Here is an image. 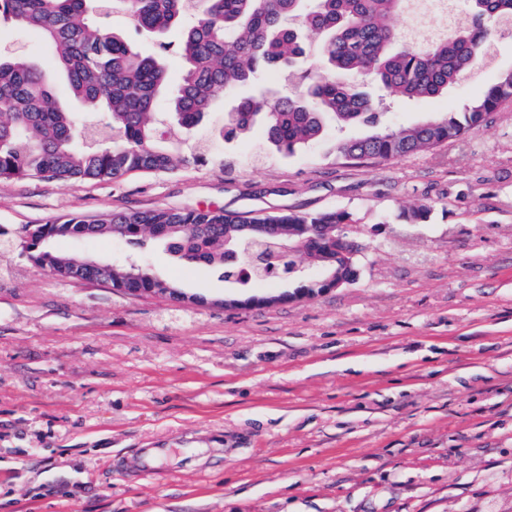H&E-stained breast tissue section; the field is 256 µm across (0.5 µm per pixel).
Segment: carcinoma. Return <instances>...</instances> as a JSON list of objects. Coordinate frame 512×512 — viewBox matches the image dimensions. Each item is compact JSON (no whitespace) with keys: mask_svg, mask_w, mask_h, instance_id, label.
<instances>
[{"mask_svg":"<svg viewBox=\"0 0 512 512\" xmlns=\"http://www.w3.org/2000/svg\"><path fill=\"white\" fill-rule=\"evenodd\" d=\"M403 0H121L139 31L159 38L181 28L176 47L182 73L171 85L160 57L144 56L121 34L94 23L109 0H0V23L36 35L51 49V64L84 111L53 94L46 69L24 55L0 57V178L58 182L117 179L129 172H167L187 162L183 129L196 127L216 98L255 87L292 70L305 54L301 31L321 35L317 63L301 76V90L267 98L241 95L224 121V136L247 134L262 121L281 154L315 144L338 127L364 125L362 139H336V159L350 165L388 162L433 149L482 125L512 104V68L457 112L432 115L407 128L381 129L386 98L434 99L477 67L512 0H470L469 21L447 38L420 48L392 24ZM351 223L343 212L260 214L223 209L112 212L74 216L31 227L27 257L62 279L100 280L125 292L169 289L175 281L130 263L71 256L54 240L112 239L143 248L164 243L186 266L221 272L225 244L250 234L246 224Z\"/></svg>","mask_w":512,"mask_h":512,"instance_id":"obj_1","label":"carcinoma"}]
</instances>
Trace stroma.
<instances>
[{
	"label": "stroma",
	"instance_id": "obj_1",
	"mask_svg": "<svg viewBox=\"0 0 512 512\" xmlns=\"http://www.w3.org/2000/svg\"><path fill=\"white\" fill-rule=\"evenodd\" d=\"M507 68L501 34L441 97L381 119L457 109ZM195 138L166 173L0 179V512H512V109L365 166L332 134L291 155L258 128ZM420 207L428 222L404 220ZM158 208L348 212L360 276L250 306L295 281L230 288L159 245L55 244L132 258L181 302L58 279L17 245L26 226ZM160 445L163 475L138 478Z\"/></svg>",
	"mask_w": 512,
	"mask_h": 512
}]
</instances>
